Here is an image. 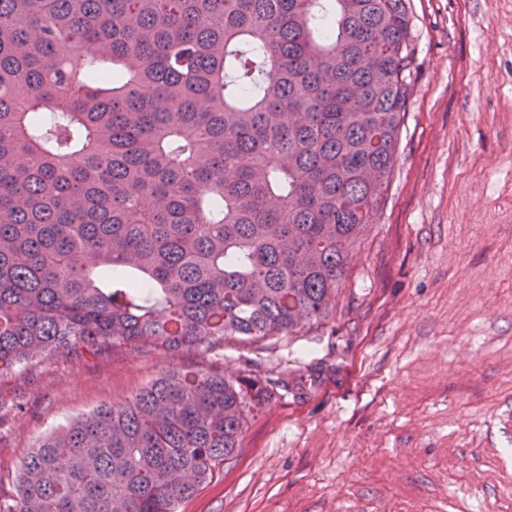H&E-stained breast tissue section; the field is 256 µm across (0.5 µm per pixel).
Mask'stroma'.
Wrapping results in <instances>:
<instances>
[{
  "label": "stroma",
  "instance_id": "obj_1",
  "mask_svg": "<svg viewBox=\"0 0 512 512\" xmlns=\"http://www.w3.org/2000/svg\"><path fill=\"white\" fill-rule=\"evenodd\" d=\"M419 66L331 320L260 348L116 351L0 378V470L166 370L287 380L178 512H512V0H408Z\"/></svg>",
  "mask_w": 512,
  "mask_h": 512
}]
</instances>
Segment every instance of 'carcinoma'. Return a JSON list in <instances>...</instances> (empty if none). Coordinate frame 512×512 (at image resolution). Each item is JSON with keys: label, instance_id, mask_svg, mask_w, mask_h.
Returning a JSON list of instances; mask_svg holds the SVG:
<instances>
[{"label": "carcinoma", "instance_id": "carcinoma-1", "mask_svg": "<svg viewBox=\"0 0 512 512\" xmlns=\"http://www.w3.org/2000/svg\"><path fill=\"white\" fill-rule=\"evenodd\" d=\"M416 63L406 0H0V376L328 319ZM281 385L168 370L40 437L0 512H177Z\"/></svg>", "mask_w": 512, "mask_h": 512}]
</instances>
